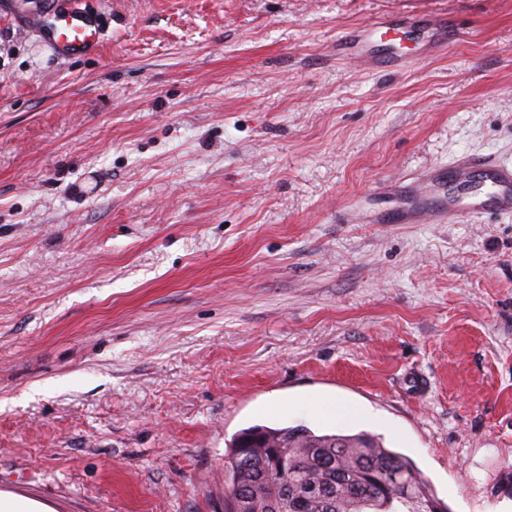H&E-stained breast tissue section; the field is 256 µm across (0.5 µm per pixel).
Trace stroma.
I'll use <instances>...</instances> for the list:
<instances>
[{
    "instance_id": "1",
    "label": "stroma",
    "mask_w": 512,
    "mask_h": 512,
    "mask_svg": "<svg viewBox=\"0 0 512 512\" xmlns=\"http://www.w3.org/2000/svg\"><path fill=\"white\" fill-rule=\"evenodd\" d=\"M48 3L0 0V493L224 512L235 435L304 424L512 512V217L368 221L374 183L512 158V0H97L66 58ZM406 14L459 35L337 51ZM48 16L52 19L49 24H45L44 16H38L29 19L28 25L42 33L58 56L81 55L100 46L101 33L94 13L70 6ZM432 38L431 50H437L448 43L454 35V25L447 15H434L422 22Z\"/></svg>"
}]
</instances>
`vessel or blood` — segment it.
<instances>
[{
	"label": "vessel or blood",
	"instance_id": "b4317fda",
	"mask_svg": "<svg viewBox=\"0 0 512 512\" xmlns=\"http://www.w3.org/2000/svg\"><path fill=\"white\" fill-rule=\"evenodd\" d=\"M28 25L61 57L86 53L101 43L96 15L73 6L47 20L31 18ZM422 26L436 49L454 35V25L445 15L432 16ZM378 190L400 199L397 208L380 216L383 224H446L461 216L477 220L489 213L508 215L512 214V162L465 156L381 184Z\"/></svg>",
	"mask_w": 512,
	"mask_h": 512
}]
</instances>
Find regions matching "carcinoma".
Segmentation results:
<instances>
[{"label":"carcinoma","mask_w":512,"mask_h":512,"mask_svg":"<svg viewBox=\"0 0 512 512\" xmlns=\"http://www.w3.org/2000/svg\"><path fill=\"white\" fill-rule=\"evenodd\" d=\"M259 444L287 459L288 492L271 480ZM224 473V512H449L406 457L364 431L251 426L231 441Z\"/></svg>","instance_id":"1"}]
</instances>
